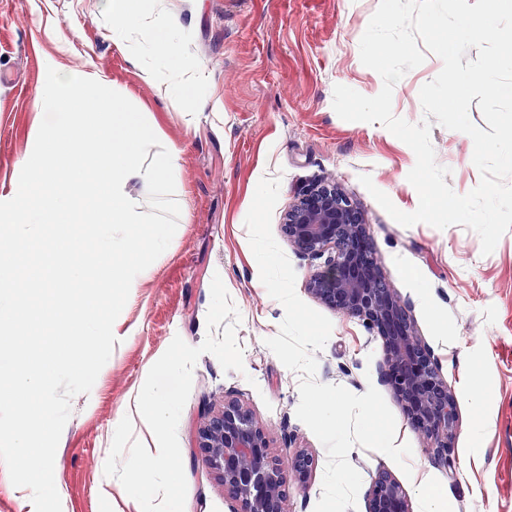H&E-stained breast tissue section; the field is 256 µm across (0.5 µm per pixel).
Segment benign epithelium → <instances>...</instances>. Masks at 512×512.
<instances>
[{"label": "benign epithelium", "mask_w": 512, "mask_h": 512, "mask_svg": "<svg viewBox=\"0 0 512 512\" xmlns=\"http://www.w3.org/2000/svg\"><path fill=\"white\" fill-rule=\"evenodd\" d=\"M281 230L302 256L325 258L307 282L308 293L362 320L382 337V381L429 442L433 463L451 469L455 397L431 350L417 336L406 305L376 272L361 210L333 184L307 186L288 205ZM194 449L237 504L233 512H285L289 478H304L313 466L305 453L286 462L271 455L263 426L228 397L218 408L204 407ZM367 502V512H410L405 490L383 468L373 478Z\"/></svg>", "instance_id": "obj_1"}]
</instances>
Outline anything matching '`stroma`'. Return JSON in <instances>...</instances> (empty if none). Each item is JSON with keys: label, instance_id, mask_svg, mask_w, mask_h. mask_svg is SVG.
I'll use <instances>...</instances> for the list:
<instances>
[{"label": "stroma", "instance_id": "1", "mask_svg": "<svg viewBox=\"0 0 512 512\" xmlns=\"http://www.w3.org/2000/svg\"><path fill=\"white\" fill-rule=\"evenodd\" d=\"M378 6L379 0H203L199 12H182L207 90L223 104L221 116L207 111L190 126L183 112L141 81V59L113 40L120 20L100 14L98 0H0V71L25 78L21 87L0 83V193L9 191L29 150L49 58L98 72L155 127L160 143L182 151L184 222L115 321L117 342L93 388L71 401L54 463L62 512H136L120 486L106 494L101 488L113 470L112 428L125 417L127 397L151 389L167 391L175 432L166 437L140 421L131 439L143 448L157 440L168 448L158 481L172 483L181 512L231 510L214 472L192 451L202 404L218 406L229 397L264 425L273 455L312 457L308 477L291 481L288 512H314L327 452L296 415L299 374L265 344L278 334L285 312L260 280L245 226L265 177L280 181L272 233L296 272V293L332 323L329 340L315 354L316 381L354 393L378 386L395 417L396 442L412 447L406 474L389 457L354 446L348 460L364 485L356 512H366L365 488L380 466L402 485L412 512H421L414 481L421 473L444 497L446 512H512V230L485 256L479 236L463 226L398 224L360 183V175H370L401 211L418 206L407 180L413 150L381 124L342 120L332 107L335 85L368 97L382 89L380 75L362 64L359 51ZM442 66L426 53L396 83V116L425 121L419 92ZM431 142L455 193L478 185L468 135L436 124ZM316 181L336 184L361 208L377 270L409 303L414 326L457 400L453 472L432 463L392 390L381 385L379 335L307 291L318 263L288 243L281 221L295 192ZM172 356L180 370L168 366ZM478 388L484 395L477 401ZM474 423L480 426L475 437Z\"/></svg>", "mask_w": 512, "mask_h": 512}]
</instances>
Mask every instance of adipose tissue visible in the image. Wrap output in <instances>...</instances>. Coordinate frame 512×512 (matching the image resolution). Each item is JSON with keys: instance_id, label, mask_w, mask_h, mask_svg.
Here are the masks:
<instances>
[{"instance_id": "obj_1", "label": "adipose tissue", "mask_w": 512, "mask_h": 512, "mask_svg": "<svg viewBox=\"0 0 512 512\" xmlns=\"http://www.w3.org/2000/svg\"><path fill=\"white\" fill-rule=\"evenodd\" d=\"M112 13L121 20L114 27V39L135 37L140 53L159 64L158 69L141 68L142 80L156 87L161 97L175 101L187 119H194L204 109H218V102L201 94L202 75L191 58L190 38L172 0H112ZM166 70L167 81H160L158 70ZM129 414L148 419L150 424L167 429L171 426L173 407L167 396L155 390L131 394L127 400ZM113 452L123 459L127 479L123 488L139 502H149L156 486L148 478L149 470L161 466L165 449L143 454L131 443L125 425H118L112 435Z\"/></svg>"}]
</instances>
